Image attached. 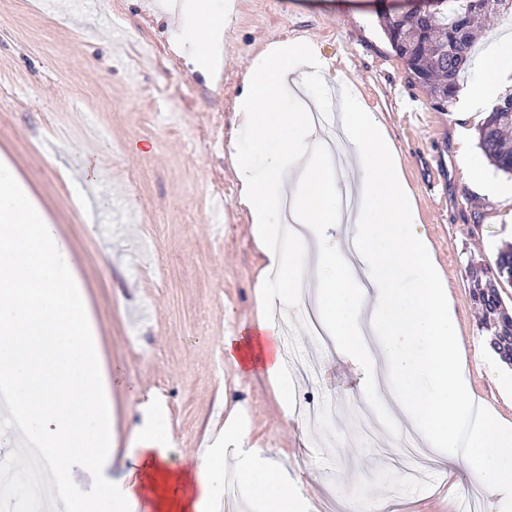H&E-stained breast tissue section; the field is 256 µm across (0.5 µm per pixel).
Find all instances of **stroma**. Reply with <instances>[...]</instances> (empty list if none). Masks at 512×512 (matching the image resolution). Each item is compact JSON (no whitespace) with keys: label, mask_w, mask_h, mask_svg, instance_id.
Instances as JSON below:
<instances>
[{"label":"stroma","mask_w":512,"mask_h":512,"mask_svg":"<svg viewBox=\"0 0 512 512\" xmlns=\"http://www.w3.org/2000/svg\"><path fill=\"white\" fill-rule=\"evenodd\" d=\"M69 2L61 14L35 0H0V159L13 164L67 239L92 304L119 450L106 479L138 481L122 452L144 424L140 398L151 393L158 430L171 439L172 468L212 452L234 414L249 447L288 469L305 512H377L383 497L401 502L403 512H448L450 500L472 494L465 467L448 468L437 449L428 451L429 482L414 484L394 448L365 447L357 414L368 364L310 335L295 309L273 312L289 349L310 363L293 376L292 397L334 399L330 434L283 416L268 377L224 356L225 337L253 334L258 267L230 160L229 139L242 148L252 140L235 102L267 44H310L329 70L318 79L298 70L299 90H328L345 73L385 125L447 281L471 390L512 422V371L487 347L466 274L468 257L492 264L512 244V205L466 181L460 130L469 131V150L490 184L512 188V176L479 148L476 115L454 103L436 108L391 49L378 16L400 11L401 0H233L219 80L196 68L176 36L171 11L185 0ZM99 11L118 22L122 40L78 26L77 15ZM87 157L112 171L107 207L74 199L72 180L89 178L81 166Z\"/></svg>","instance_id":"1"}]
</instances>
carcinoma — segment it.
<instances>
[{"mask_svg":"<svg viewBox=\"0 0 512 512\" xmlns=\"http://www.w3.org/2000/svg\"><path fill=\"white\" fill-rule=\"evenodd\" d=\"M512 14V0H419L405 13L381 14L384 31L411 78L440 109L457 96L468 61L475 55L476 31L483 18ZM478 144L496 170L512 174V90L500 97L478 127ZM473 303L482 311L481 330L498 360L512 368V309L501 295V281L512 285V248L499 253L496 268L468 260Z\"/></svg>","mask_w":512,"mask_h":512,"instance_id":"cac0c4a2","label":"carcinoma"}]
</instances>
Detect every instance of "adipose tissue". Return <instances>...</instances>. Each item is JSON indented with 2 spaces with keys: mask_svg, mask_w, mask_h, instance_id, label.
Masks as SVG:
<instances>
[{
  "mask_svg": "<svg viewBox=\"0 0 512 512\" xmlns=\"http://www.w3.org/2000/svg\"><path fill=\"white\" fill-rule=\"evenodd\" d=\"M179 37L192 43L197 66L210 65L232 6L193 0ZM320 74L325 62L308 47L278 42L246 76L239 115L252 127L249 150H234L240 202L251 215V235L264 258L254 285L258 340L224 339V354L243 368L261 367L284 412L292 384L284 370L272 320V301L316 311L338 355L364 358L372 376L363 399L389 415L404 414L431 448L447 449L449 464H464L488 496L489 512H512V424L494 409L472 418L474 397L444 274L418 222L416 206L383 124L344 77L339 99L308 95L296 110L286 95L298 64ZM512 63V40L493 43L479 65L482 78L463 88L464 111H477L503 92L500 71ZM339 109L353 161L333 158L308 121V108ZM358 204L342 212V195ZM291 209L300 233L288 234ZM324 224H343L358 246L351 265L343 245L318 235ZM369 288H362L361 280ZM0 380L10 398L1 409L23 423L54 425L39 439L53 483L74 484L81 469L86 494L68 499L66 512H138L149 498L156 512H201L224 478V458L212 455L179 471L166 467L164 437L154 426L139 430L128 452L144 476L140 490L112 483L103 470L115 451L109 388L94 341L89 301L56 225L32 200L12 164L0 161ZM238 477L264 512H300L301 496L286 469L266 460L239 466Z\"/></svg>",
  "mask_w": 512,
  "mask_h": 512,
  "instance_id": "obj_1",
  "label": "adipose tissue"
}]
</instances>
